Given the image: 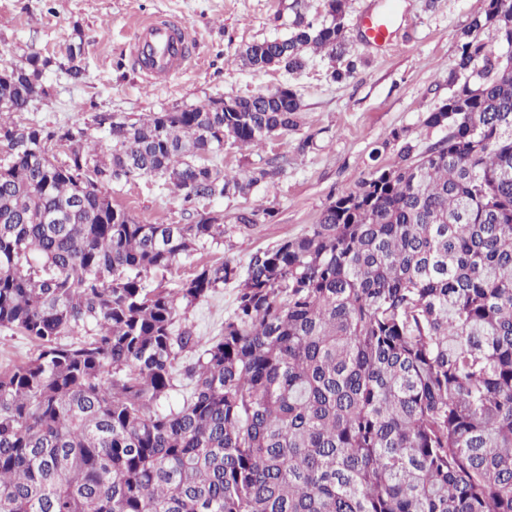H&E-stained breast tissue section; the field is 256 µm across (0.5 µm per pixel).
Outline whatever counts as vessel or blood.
I'll return each mask as SVG.
<instances>
[{
  "mask_svg": "<svg viewBox=\"0 0 512 512\" xmlns=\"http://www.w3.org/2000/svg\"><path fill=\"white\" fill-rule=\"evenodd\" d=\"M188 38L167 21L150 18L142 22L134 39L135 53L148 77H170L190 62Z\"/></svg>",
  "mask_w": 512,
  "mask_h": 512,
  "instance_id": "obj_1",
  "label": "vessel or blood"
}]
</instances>
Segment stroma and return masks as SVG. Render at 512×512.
I'll return each mask as SVG.
<instances>
[{"label":"stroma","instance_id":"1","mask_svg":"<svg viewBox=\"0 0 512 512\" xmlns=\"http://www.w3.org/2000/svg\"><path fill=\"white\" fill-rule=\"evenodd\" d=\"M292 0H0V67L19 65L36 55L49 62L44 71L53 96L22 113L25 121L49 126L77 123L90 143L105 141L98 114L108 112L135 122L173 107L201 106L221 96H247L290 84L302 110L296 130L256 147H225L216 157L227 170L263 168L280 163L277 176L265 179L247 196L199 201V209L222 215L224 244L215 253L180 260L152 278V285L177 290L196 264L221 257L246 266L257 250L304 233L317 222L332 196L354 189L373 162L388 165L400 148L391 134L399 130L418 149L442 136L427 127L428 112L453 91L461 33L483 14L487 0H348L345 24L351 55L360 64L353 77L335 81L338 60L311 57L299 74L270 68H243L237 56L247 45L288 33ZM390 14L391 41L380 48L367 42L364 16ZM184 23L194 60L183 73L150 82L131 55L138 23L146 18ZM82 50L85 75L72 82L59 65L70 47ZM379 160H371L375 147ZM119 205L144 224H187L191 217L179 193L150 177L113 193ZM273 208L271 221L238 224V213ZM236 284L229 283L189 310L179 324L197 335L215 336L234 309Z\"/></svg>","mask_w":512,"mask_h":512}]
</instances>
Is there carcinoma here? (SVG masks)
I'll return each instance as SVG.
<instances>
[{
    "mask_svg": "<svg viewBox=\"0 0 512 512\" xmlns=\"http://www.w3.org/2000/svg\"><path fill=\"white\" fill-rule=\"evenodd\" d=\"M347 0H294L288 34L248 45L256 71L349 55ZM512 0L463 34L455 90L420 151L373 165L303 234L149 279L220 248L224 219L142 224L112 187L156 177L183 200L246 196L278 168L203 161L296 129L293 86L231 112L0 120V327L38 353L0 370V512H512ZM49 60L0 81L25 111ZM67 146L65 158L54 152ZM269 207L243 211L257 224ZM238 283L221 333L179 307ZM69 336L79 341L64 343ZM185 393L166 405L177 384Z\"/></svg>",
    "mask_w": 512,
    "mask_h": 512,
    "instance_id": "cac0c4a2",
    "label": "carcinoma"
}]
</instances>
